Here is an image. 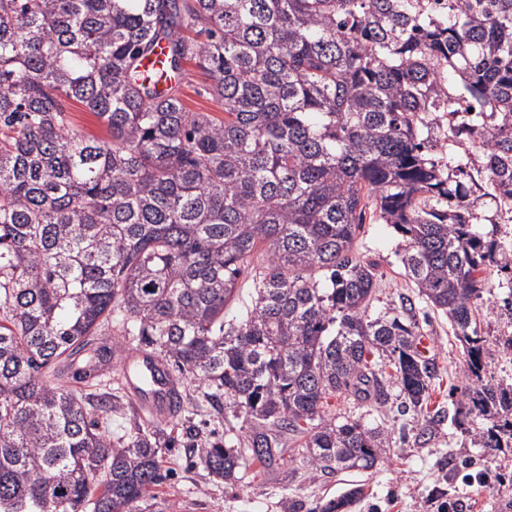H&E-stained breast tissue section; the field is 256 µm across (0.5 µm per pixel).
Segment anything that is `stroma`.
I'll return each mask as SVG.
<instances>
[{
	"label": "stroma",
	"mask_w": 512,
	"mask_h": 512,
	"mask_svg": "<svg viewBox=\"0 0 512 512\" xmlns=\"http://www.w3.org/2000/svg\"><path fill=\"white\" fill-rule=\"evenodd\" d=\"M401 236L387 224L366 221L356 240L358 258L373 262L377 286L373 313H396L413 303L416 341L421 354L438 366L427 407L422 413H402L400 398L384 408L351 395L330 398L326 416L360 420L385 430L392 451L368 471L316 474L300 461H284L264 472L251 465L233 485L213 478L183 446L160 452L166 481L134 503L133 512H317L330 500L349 497L340 512H430L429 497L441 492L454 512H512V447L484 448L473 440L483 421L456 414L461 394L472 380L464 369L465 355L447 316L433 311L419 297L398 256ZM512 292L490 275L477 303L478 333L484 340L482 364L493 380L512 379V355L504 354L498 339L512 336V310L504 302ZM185 426L201 436L241 438L245 425L232 412L191 400Z\"/></svg>",
	"instance_id": "stroma-1"
}]
</instances>
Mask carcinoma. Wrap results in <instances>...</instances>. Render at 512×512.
Masks as SVG:
<instances>
[{
  "label": "carcinoma",
  "mask_w": 512,
  "mask_h": 512,
  "mask_svg": "<svg viewBox=\"0 0 512 512\" xmlns=\"http://www.w3.org/2000/svg\"><path fill=\"white\" fill-rule=\"evenodd\" d=\"M426 3L0 0V512H131L180 438L226 483L280 465L285 431L316 473L373 468L385 431L325 418L324 401L383 407L394 381L418 413L437 367L409 316L369 313L367 214L402 236L405 273L466 344L480 384L460 406L496 413L477 440L512 442V383L483 381L474 305L488 269L512 289V241L476 229L481 206L512 213V0H448L436 22ZM160 42L164 91L140 70ZM187 61L224 117L186 109ZM450 93L489 113L448 129L476 137V165L426 153L422 116ZM67 99L108 137L77 129ZM112 330L242 416L244 445L100 431L117 394L84 366L119 355L95 342Z\"/></svg>",
  "instance_id": "obj_1"
}]
</instances>
